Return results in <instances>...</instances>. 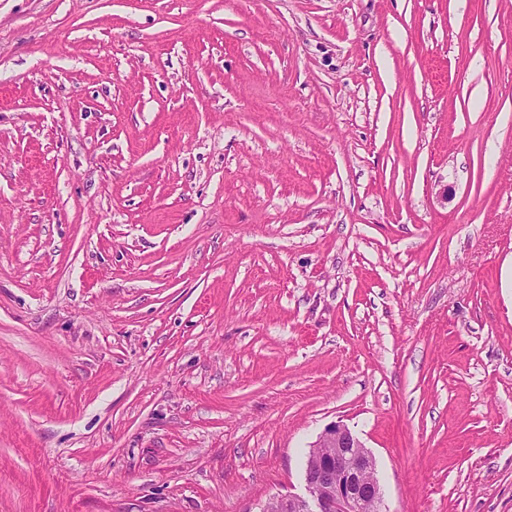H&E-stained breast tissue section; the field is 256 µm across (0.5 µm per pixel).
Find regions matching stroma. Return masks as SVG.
Segmentation results:
<instances>
[{"label": "stroma", "instance_id": "35a3bbf8", "mask_svg": "<svg viewBox=\"0 0 512 512\" xmlns=\"http://www.w3.org/2000/svg\"><path fill=\"white\" fill-rule=\"evenodd\" d=\"M337 422L512 512V0H0V512H259Z\"/></svg>", "mask_w": 512, "mask_h": 512}]
</instances>
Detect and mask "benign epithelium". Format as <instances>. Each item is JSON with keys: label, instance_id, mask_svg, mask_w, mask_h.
<instances>
[{"label": "benign epithelium", "instance_id": "obj_1", "mask_svg": "<svg viewBox=\"0 0 512 512\" xmlns=\"http://www.w3.org/2000/svg\"><path fill=\"white\" fill-rule=\"evenodd\" d=\"M375 461L370 451L347 427H328L312 451L305 468L308 496L273 499L278 512H383V493L374 477Z\"/></svg>", "mask_w": 512, "mask_h": 512}]
</instances>
